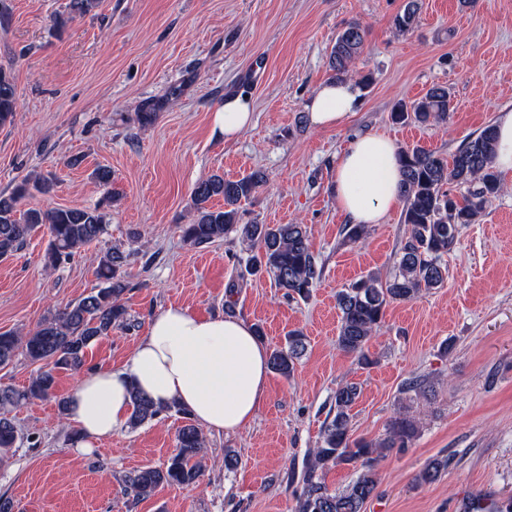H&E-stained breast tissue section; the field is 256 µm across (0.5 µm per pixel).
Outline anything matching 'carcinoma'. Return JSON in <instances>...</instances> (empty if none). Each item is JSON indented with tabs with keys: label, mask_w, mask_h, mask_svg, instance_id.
Instances as JSON below:
<instances>
[{
	"label": "carcinoma",
	"mask_w": 512,
	"mask_h": 512,
	"mask_svg": "<svg viewBox=\"0 0 512 512\" xmlns=\"http://www.w3.org/2000/svg\"><path fill=\"white\" fill-rule=\"evenodd\" d=\"M418 0H407L395 27L407 31L418 18ZM364 48V29L358 22L347 24L336 36L328 56L334 78L346 79L354 59ZM449 92L434 85L419 99L396 104L391 112L395 123H440L448 120ZM17 108V90L13 78L0 68V127L13 122ZM496 150L495 128L485 126L450 158L440 157L422 147L399 150L403 171L401 185L405 207L402 223L408 238L401 249L397 272L382 281L370 271L336 293L340 327L336 344L339 350L355 354L369 362L368 343L380 331L386 307L409 301L440 287L447 267L441 259L456 245L459 228L473 224L502 191L501 179L493 165ZM261 171L238 180L212 175L196 184L192 203L196 219L180 226L182 238L191 246L212 244L234 234L250 250L248 268L253 274L265 272L289 298L305 300L320 275L304 224H242L241 202L263 185ZM464 189L461 198L448 194V186ZM53 180L38 173L27 176L8 194H0V259L13 256L41 225L49 226L50 241L46 265L53 267L81 249L100 240L108 231L106 214L98 208H56L50 211L29 208L19 210L20 202L32 192L47 193ZM224 200V207L208 203ZM129 255L115 248L98 263L97 275L105 286L78 301L55 310L27 331L0 333V367L12 364L22 355L40 364L28 384L17 388L0 384V452L8 454L20 439L12 409L34 400L57 398L58 410L66 414L68 400L56 397V375L60 370L78 371L87 364L88 350L112 331L129 326L123 302L127 289L126 267ZM307 348L300 330L288 333L285 347L270 355V367L276 373L291 376ZM433 392L426 375L415 376L405 384L403 393L427 397ZM359 396L358 387L345 384L334 393L335 414L325 424L319 446L310 450L302 469V492L295 512H364L366 503L377 493L376 466L379 458L395 448H405L418 433L417 423L399 412L379 440L351 439V408ZM175 413L183 419L178 429L177 448L163 468L143 467L125 475V484L137 496L145 498L165 485H190L203 472L205 436L188 411L173 403L156 405L136 392L132 398L129 424L138 427ZM341 465L357 470L356 478L341 490L326 484L325 471ZM448 469V458L431 459L416 474L420 484H431Z\"/></svg>",
	"instance_id": "1"
}]
</instances>
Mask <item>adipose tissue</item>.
<instances>
[{"label": "adipose tissue", "mask_w": 512, "mask_h": 512, "mask_svg": "<svg viewBox=\"0 0 512 512\" xmlns=\"http://www.w3.org/2000/svg\"><path fill=\"white\" fill-rule=\"evenodd\" d=\"M359 96V87L347 79L322 84L309 104L312 123H343ZM251 120L247 97L228 95L223 111L213 115V129L232 140ZM401 182L397 148L377 132L358 136L336 161V201L353 224L382 223L401 202ZM268 375L269 352L251 323L172 305L152 318L124 366L81 373L67 418L77 430V450L88 452L126 426L136 388L155 402L181 405L209 431L234 434L261 409Z\"/></svg>", "instance_id": "1"}]
</instances>
